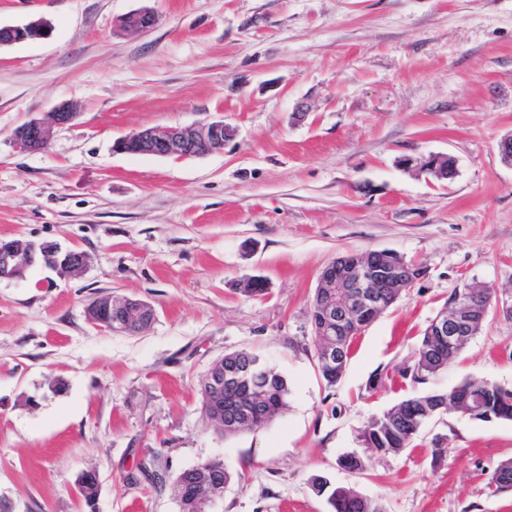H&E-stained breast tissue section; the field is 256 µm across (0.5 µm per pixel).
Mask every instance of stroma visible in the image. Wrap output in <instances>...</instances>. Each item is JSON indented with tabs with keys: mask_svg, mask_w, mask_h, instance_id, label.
I'll return each mask as SVG.
<instances>
[{
	"mask_svg": "<svg viewBox=\"0 0 512 512\" xmlns=\"http://www.w3.org/2000/svg\"><path fill=\"white\" fill-rule=\"evenodd\" d=\"M148 8L149 31L116 22ZM45 38L0 51V239L88 254L81 276L38 263L0 280V501L11 512H179L174 481L221 461L214 512H330L319 474L384 512H512L490 477L512 420L456 411L362 473L369 418L478 377L512 389V320L489 315L446 370L404 373L468 284L512 295V0H0V24ZM73 101L40 152L15 129ZM223 119L235 135L192 158L113 143L148 126ZM450 155L440 181L404 167ZM389 251L419 271L356 339L335 387L316 368L310 308L324 268ZM263 279L259 296L243 293ZM110 294L148 302L151 328L88 322ZM249 350L288 381V408L234 437L201 383ZM96 470L88 507L78 477Z\"/></svg>",
	"mask_w": 512,
	"mask_h": 512,
	"instance_id": "1",
	"label": "stroma"
}]
</instances>
